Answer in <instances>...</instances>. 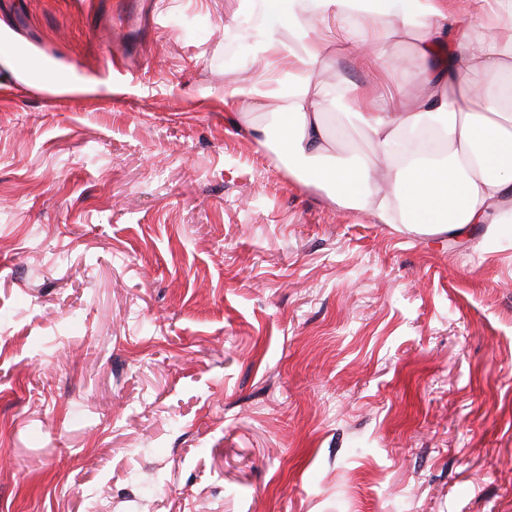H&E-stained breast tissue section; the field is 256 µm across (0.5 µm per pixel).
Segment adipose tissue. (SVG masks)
<instances>
[{
    "instance_id": "obj_1",
    "label": "adipose tissue",
    "mask_w": 512,
    "mask_h": 512,
    "mask_svg": "<svg viewBox=\"0 0 512 512\" xmlns=\"http://www.w3.org/2000/svg\"><path fill=\"white\" fill-rule=\"evenodd\" d=\"M264 20L252 54L264 68L237 83L224 104L250 121L269 94L285 106L259 137L289 174L313 180L340 207L364 209L380 224L413 232L469 234L475 224L512 221V0H261ZM344 31L355 64L376 76L387 70L386 44L409 46L421 91L410 106L371 85L313 91L310 72L329 44V23ZM495 85H487V78ZM350 103L348 119L374 146L370 157L339 152L323 122ZM434 134L429 150L413 134Z\"/></svg>"
}]
</instances>
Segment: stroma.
I'll return each instance as SVG.
<instances>
[{
    "instance_id": "35a3bbf8",
    "label": "stroma",
    "mask_w": 512,
    "mask_h": 512,
    "mask_svg": "<svg viewBox=\"0 0 512 512\" xmlns=\"http://www.w3.org/2000/svg\"><path fill=\"white\" fill-rule=\"evenodd\" d=\"M243 10L0 0V512H512V233L289 176L224 108ZM328 41L314 90L370 81ZM33 68L39 79H45L48 77L54 83L65 87L68 92H77L83 94L101 93V84L95 79L84 78L81 80H72L65 75L64 71L55 70L48 72V70L38 62L33 63Z\"/></svg>"
}]
</instances>
